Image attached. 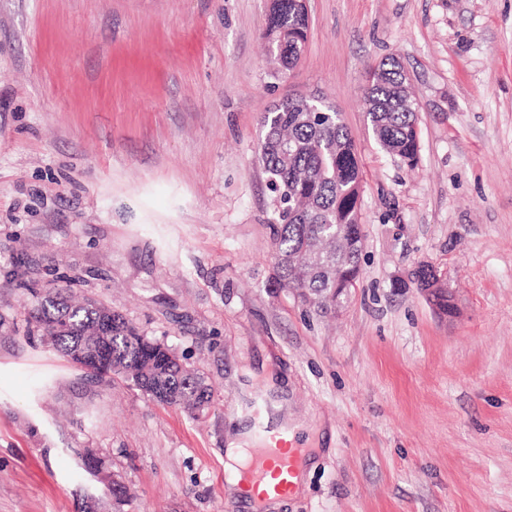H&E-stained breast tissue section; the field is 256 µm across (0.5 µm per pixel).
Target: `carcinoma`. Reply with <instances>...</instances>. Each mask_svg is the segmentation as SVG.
<instances>
[{"label": "carcinoma", "mask_w": 512, "mask_h": 512, "mask_svg": "<svg viewBox=\"0 0 512 512\" xmlns=\"http://www.w3.org/2000/svg\"><path fill=\"white\" fill-rule=\"evenodd\" d=\"M308 13L300 0H276L263 37L273 46L282 76L301 58ZM365 105L380 148L413 169L420 158L416 100L395 58L370 68ZM298 99L261 121L258 153L273 194L275 283L313 307L336 308V297L356 287L361 237L362 166L343 120L330 112L319 121L300 113ZM36 331L67 361L95 376L118 375L147 397L166 394L163 405L201 410L211 386L197 368L185 369L165 343L150 338L118 313L87 297L70 300L67 289L38 300L30 313Z\"/></svg>", "instance_id": "1"}]
</instances>
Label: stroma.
I'll return each instance as SVG.
<instances>
[{"mask_svg":"<svg viewBox=\"0 0 512 512\" xmlns=\"http://www.w3.org/2000/svg\"><path fill=\"white\" fill-rule=\"evenodd\" d=\"M269 0H0V512H246L237 428L301 425L280 512H512V0H308L273 77ZM396 57L420 161L378 145L366 71ZM341 112L363 166L356 288L274 287L261 119ZM433 266L438 314L413 283ZM116 310L201 370L193 416L93 378L29 333L39 297ZM100 471L87 466L88 457Z\"/></svg>","mask_w":512,"mask_h":512,"instance_id":"1","label":"stroma"}]
</instances>
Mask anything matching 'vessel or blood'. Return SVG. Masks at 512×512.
I'll list each match as a JSON object with an SVG mask.
<instances>
[{
	"mask_svg": "<svg viewBox=\"0 0 512 512\" xmlns=\"http://www.w3.org/2000/svg\"><path fill=\"white\" fill-rule=\"evenodd\" d=\"M288 432L282 428H266L257 447L248 449L242 472L247 484L263 485L275 495L286 496L292 489L291 478L302 454L301 449L288 448Z\"/></svg>",
	"mask_w": 512,
	"mask_h": 512,
	"instance_id": "vessel-or-blood-1",
	"label": "vessel or blood"
}]
</instances>
